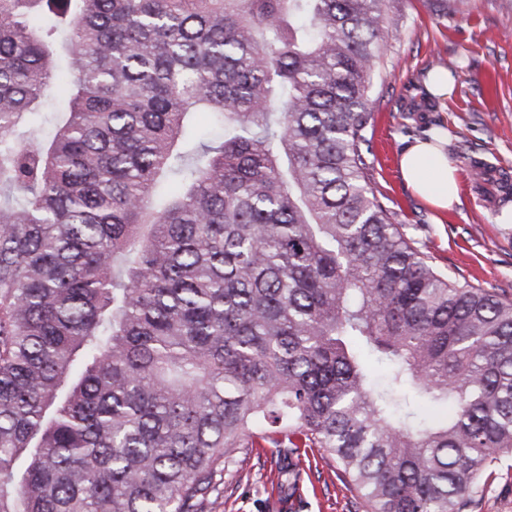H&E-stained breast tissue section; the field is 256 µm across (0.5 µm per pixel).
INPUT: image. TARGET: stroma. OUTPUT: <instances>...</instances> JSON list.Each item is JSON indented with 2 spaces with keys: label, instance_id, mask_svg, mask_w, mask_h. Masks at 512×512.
Returning a JSON list of instances; mask_svg holds the SVG:
<instances>
[{
  "label": "stroma",
  "instance_id": "35a3bbf8",
  "mask_svg": "<svg viewBox=\"0 0 512 512\" xmlns=\"http://www.w3.org/2000/svg\"><path fill=\"white\" fill-rule=\"evenodd\" d=\"M379 77L368 96L373 186L441 274L512 299V0H385ZM447 75V99L429 93ZM448 132L460 203L436 212L404 182V150L434 125ZM287 450L240 448L224 460L205 512H363L356 490L323 450L300 451L302 480L281 488ZM466 512H512V456L491 464Z\"/></svg>",
  "mask_w": 512,
  "mask_h": 512
}]
</instances>
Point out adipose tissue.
I'll return each mask as SVG.
<instances>
[{"mask_svg":"<svg viewBox=\"0 0 512 512\" xmlns=\"http://www.w3.org/2000/svg\"><path fill=\"white\" fill-rule=\"evenodd\" d=\"M400 170L407 186L432 207L446 211L458 201L457 171L436 144L419 140L410 145L400 159Z\"/></svg>","mask_w":512,"mask_h":512,"instance_id":"adipose-tissue-1","label":"adipose tissue"}]
</instances>
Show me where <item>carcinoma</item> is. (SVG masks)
<instances>
[{
	"label": "carcinoma",
	"mask_w": 512,
	"mask_h": 512,
	"mask_svg": "<svg viewBox=\"0 0 512 512\" xmlns=\"http://www.w3.org/2000/svg\"><path fill=\"white\" fill-rule=\"evenodd\" d=\"M381 4L0 0V512H203L263 442L465 512L512 453V300L370 183Z\"/></svg>",
	"instance_id": "obj_1"
}]
</instances>
